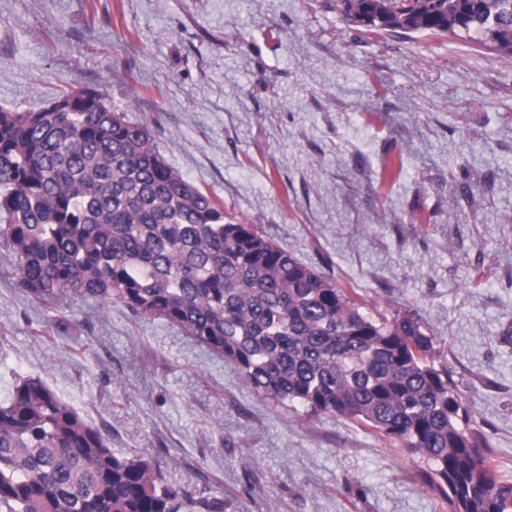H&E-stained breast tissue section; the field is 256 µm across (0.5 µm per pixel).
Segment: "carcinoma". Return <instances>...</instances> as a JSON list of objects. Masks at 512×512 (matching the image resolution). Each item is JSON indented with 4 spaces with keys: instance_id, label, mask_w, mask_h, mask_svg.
Wrapping results in <instances>:
<instances>
[{
    "instance_id": "1",
    "label": "carcinoma",
    "mask_w": 512,
    "mask_h": 512,
    "mask_svg": "<svg viewBox=\"0 0 512 512\" xmlns=\"http://www.w3.org/2000/svg\"><path fill=\"white\" fill-rule=\"evenodd\" d=\"M375 29L465 34L512 56V0H336ZM0 245L18 284L163 318L224 356L263 400L344 417L427 466L448 512H512L436 338L375 313L182 178L148 127L99 91L0 106ZM185 491L146 453L120 454L40 379L0 404V512H180Z\"/></svg>"
}]
</instances>
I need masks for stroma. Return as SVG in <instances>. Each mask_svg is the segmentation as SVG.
Returning <instances> with one entry per match:
<instances>
[{
	"label": "stroma",
	"mask_w": 512,
	"mask_h": 512,
	"mask_svg": "<svg viewBox=\"0 0 512 512\" xmlns=\"http://www.w3.org/2000/svg\"><path fill=\"white\" fill-rule=\"evenodd\" d=\"M83 90L279 248L419 317L512 477V57L372 34L336 0H0V105ZM27 377L115 451L149 453L184 512H444L381 436L259 399L165 320L46 305L0 247V404Z\"/></svg>",
	"instance_id": "1"
}]
</instances>
